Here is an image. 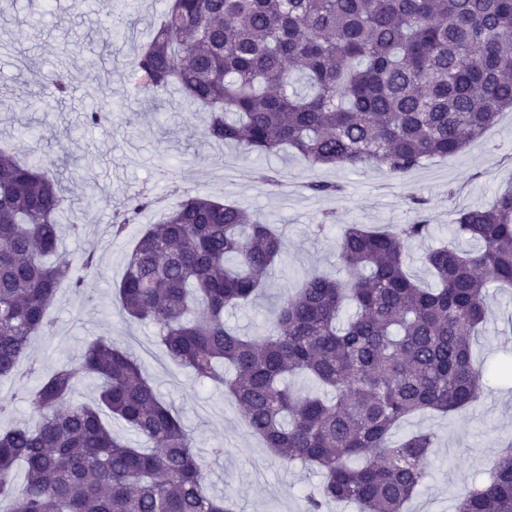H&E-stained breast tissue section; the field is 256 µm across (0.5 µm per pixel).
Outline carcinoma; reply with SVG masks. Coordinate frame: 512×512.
I'll list each match as a JSON object with an SVG mask.
<instances>
[{"label":"carcinoma","mask_w":512,"mask_h":512,"mask_svg":"<svg viewBox=\"0 0 512 512\" xmlns=\"http://www.w3.org/2000/svg\"><path fill=\"white\" fill-rule=\"evenodd\" d=\"M130 66L143 97L175 86L208 112L213 142L400 177L464 152L512 109V0H169ZM52 84L70 95V72L53 71ZM68 202L42 160L0 151V379H37L22 386L36 422L0 431V497H13L11 512H233L204 491L206 461L179 415L110 338L76 365L19 373L32 338L54 332L60 285L80 293L98 268L93 252L75 261L59 251ZM153 203L147 191L132 197L109 237L124 239ZM431 233L419 217L388 231L347 225L336 249L345 277L307 278L264 335L243 336L224 311L253 302L283 234L239 205L186 194L134 239L114 293L126 320L155 326L171 360L224 389L275 457L320 475L302 512L348 501L407 512L435 435L395 442L393 430L480 396L473 335L488 286L512 287V189L457 212L453 234L470 247L426 251L425 288L407 264ZM87 375L102 380L93 405L72 400ZM295 376L317 390L292 389ZM105 412L152 447L113 434ZM455 512H512V448Z\"/></svg>","instance_id":"1"}]
</instances>
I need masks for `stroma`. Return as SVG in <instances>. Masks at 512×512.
Returning a JSON list of instances; mask_svg holds the SVG:
<instances>
[{
	"mask_svg": "<svg viewBox=\"0 0 512 512\" xmlns=\"http://www.w3.org/2000/svg\"><path fill=\"white\" fill-rule=\"evenodd\" d=\"M167 2L112 0L105 10L98 0H0V101L14 103L32 93L43 100L31 110L0 112V147L22 159L55 163L73 200L62 221L81 227L79 234L65 236L63 247L74 256L96 252L99 260L86 292L59 289L51 311L55 332L35 337L28 354L50 372L76 361L95 338L111 337L138 358L163 400L193 431L208 462L207 493L230 497L237 512H299L319 475L280 463L248 431L242 412L222 390L194 379L166 355L151 324L124 322L113 285L131 244L106 241L111 209L146 185L155 203L138 222L156 223L177 202L169 193L175 182L190 194L221 198L278 225L285 248L265 291L249 307L225 314L230 325L252 335L266 327L276 297L307 274L338 275L336 245L349 224L385 229L426 216L433 234L412 246L410 270L429 281L422 256L428 247L452 242L455 214L491 204L497 189L512 183V112H503L465 152L423 161L401 179L374 167H313L290 153L245 154L208 140L206 113L177 97L136 96L127 60L147 41ZM129 26L134 29L129 40H115L114 29ZM20 57L42 73L40 85H29V71L16 65ZM64 58L71 63L73 91L60 102L49 77ZM108 102L115 109L112 121L86 126L85 112ZM270 168L279 171V184L263 180ZM313 181L341 184L343 192L312 194L307 185ZM412 192L424 198L422 210L410 203ZM488 292L489 311L473 343L476 360L485 365L483 394L452 414H417L394 433L398 440L420 430L437 436L429 474L409 512H454L456 497L486 481L500 441L512 438V376L500 372L502 363L512 362V337L500 332L512 315V289L492 285Z\"/></svg>",
	"mask_w": 512,
	"mask_h": 512,
	"instance_id": "stroma-1",
	"label": "stroma"
}]
</instances>
